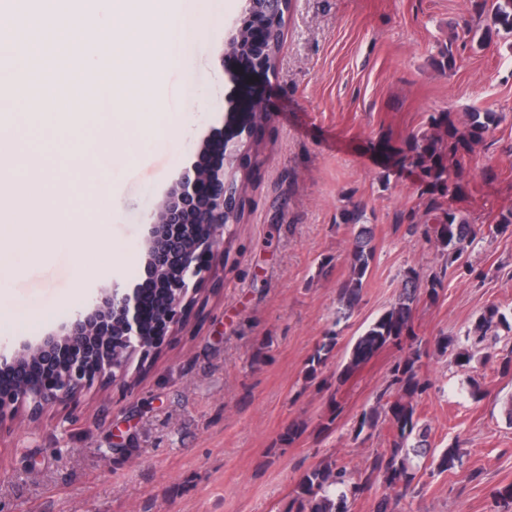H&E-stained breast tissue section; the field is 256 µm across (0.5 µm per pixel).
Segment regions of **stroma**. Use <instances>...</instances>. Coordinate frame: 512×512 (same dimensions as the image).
I'll return each mask as SVG.
<instances>
[{"label": "stroma", "mask_w": 512, "mask_h": 512, "mask_svg": "<svg viewBox=\"0 0 512 512\" xmlns=\"http://www.w3.org/2000/svg\"><path fill=\"white\" fill-rule=\"evenodd\" d=\"M243 0H210L190 51L170 40L134 112L156 101L181 114L177 134L163 126L133 132L123 153L100 165L95 152L74 160L32 157L27 168L0 167L25 186L28 174L53 167L55 221L77 225L86 243L87 290L74 297L73 265L57 248L40 261L16 260L0 314V351L33 341L91 305L104 281L140 283L151 216L181 170L215 134L233 94L221 57L224 31L241 20ZM468 23L473 36H455ZM485 18L469 0H293L275 74L264 85L267 116L247 140L249 176L240 223L211 260L183 321L156 352L131 358L124 381L0 425V512H282L302 475L327 461L363 466L391 434L357 436L376 404L400 346L377 352L345 382L336 376L364 329L395 302L402 275L445 271L437 299L421 297L412 328L426 354L430 387L416 415L429 456L418 459L412 494L395 512H498L493 490L512 484V370L475 354L464 366L435 349L443 336L473 327L495 305L512 320V233L490 234L512 211V41L480 46ZM453 46L456 65L441 52ZM56 92L77 88L71 112H94L88 72L77 51L52 57ZM497 112L491 129L459 169L465 190L452 209L480 232L459 268L409 223H434L423 177L387 163L378 146H401L426 130L432 112L463 119ZM100 169L110 185L106 217L80 170ZM362 208L375 251L359 306L341 315L337 289L348 275L355 228L345 217ZM104 230H97V223ZM338 343L316 381L305 363L324 337ZM485 392L473 400V384ZM339 415L329 419L331 405ZM304 433L280 442L289 426ZM460 444L462 464L438 471L432 461Z\"/></svg>", "instance_id": "1"}]
</instances>
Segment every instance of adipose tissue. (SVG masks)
Here are the masks:
<instances>
[{
  "label": "adipose tissue",
  "mask_w": 512,
  "mask_h": 512,
  "mask_svg": "<svg viewBox=\"0 0 512 512\" xmlns=\"http://www.w3.org/2000/svg\"><path fill=\"white\" fill-rule=\"evenodd\" d=\"M53 190V183L40 174L34 175L22 191L13 184L0 181V279L10 275L17 254L35 258L49 244L62 241L72 253L76 268L73 289L79 292L86 286L81 273L82 248L68 225L46 221L34 208L36 200L51 196Z\"/></svg>",
  "instance_id": "obj_1"
}]
</instances>
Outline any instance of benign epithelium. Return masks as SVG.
Segmentation results:
<instances>
[{
    "instance_id": "benign-epithelium-1",
    "label": "benign epithelium",
    "mask_w": 512,
    "mask_h": 512,
    "mask_svg": "<svg viewBox=\"0 0 512 512\" xmlns=\"http://www.w3.org/2000/svg\"><path fill=\"white\" fill-rule=\"evenodd\" d=\"M241 24L225 30L230 44L253 19L288 14L292 0H244ZM251 50L232 57L234 95L229 111L247 115L261 105L251 86L274 74L277 64L263 59L269 32L249 31ZM213 138L207 152L183 168L152 216L142 278L161 285L158 315L147 322L149 303L142 287L104 288L91 307L79 311L57 331L0 353V426L22 411L33 422L54 404L67 403L103 382L123 378L124 365L113 349L131 354L154 351L182 321L208 270V257L223 241L224 225L234 222L242 192L230 190V162L239 158L243 137ZM157 340L148 348L142 337Z\"/></svg>"
}]
</instances>
